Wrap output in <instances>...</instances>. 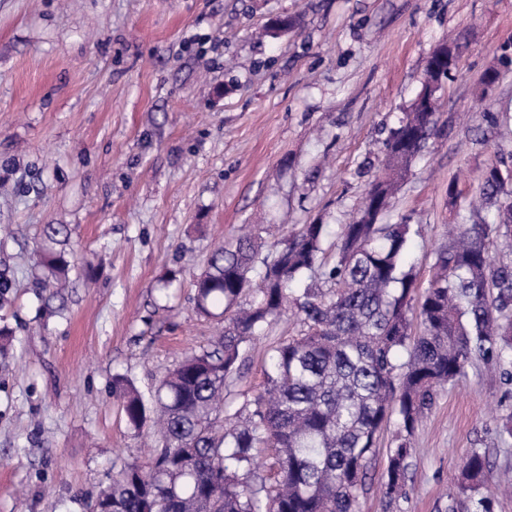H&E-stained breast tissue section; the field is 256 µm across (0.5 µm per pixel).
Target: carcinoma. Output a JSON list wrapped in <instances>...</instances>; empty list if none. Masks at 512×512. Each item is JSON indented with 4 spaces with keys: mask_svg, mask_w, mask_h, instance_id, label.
Listing matches in <instances>:
<instances>
[{
    "mask_svg": "<svg viewBox=\"0 0 512 512\" xmlns=\"http://www.w3.org/2000/svg\"><path fill=\"white\" fill-rule=\"evenodd\" d=\"M436 109L433 96L431 111L407 112L391 131L388 173L340 225L333 261L324 259L326 224L302 225L267 254L253 234L215 247L193 287L200 313L222 308L224 335L214 349L187 356L148 398L129 378H113L128 426L149 433L153 448L147 459L123 463L96 502L112 512H360L377 436L392 421L384 499L390 506L406 497L411 438L438 389L458 383L470 359L496 363L512 349V261L497 263L490 253L492 233L512 225V209L501 207L505 182L483 171L479 195L499 222L471 211L435 253L420 296L403 266L412 225L380 223L410 162L436 132ZM67 235L64 224L41 228L36 257L48 272L44 286L66 279L68 264L55 246ZM318 272L331 288L292 287ZM290 305L301 334L270 349L264 390L238 402L232 385L247 344ZM260 448L273 456L261 478ZM487 480L486 453L475 449L463 460L458 494L476 512H489Z\"/></svg>",
    "mask_w": 512,
    "mask_h": 512,
    "instance_id": "cac0c4a2",
    "label": "carcinoma"
}]
</instances>
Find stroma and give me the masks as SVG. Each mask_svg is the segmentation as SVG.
Segmentation results:
<instances>
[{"mask_svg": "<svg viewBox=\"0 0 512 512\" xmlns=\"http://www.w3.org/2000/svg\"><path fill=\"white\" fill-rule=\"evenodd\" d=\"M282 17L294 26L267 34ZM456 37L438 131L382 218L413 225L422 288L480 173L512 163V68L480 86L512 41V0H0V224L14 227L0 235V512H86L113 466L148 454L114 376L147 392L210 347L224 324L198 314L193 281L240 225L337 234ZM45 224L69 229L60 299L32 259ZM299 329L284 317L249 344L238 392L262 389L269 347ZM510 411L512 350L470 360L415 431L408 495L387 511L396 427L380 431L360 512H469L459 466L477 448L491 478L512 475Z\"/></svg>", "mask_w": 512, "mask_h": 512, "instance_id": "35a3bbf8", "label": "stroma"}]
</instances>
